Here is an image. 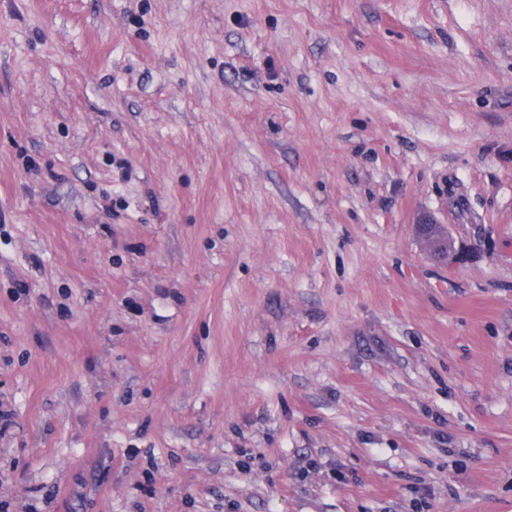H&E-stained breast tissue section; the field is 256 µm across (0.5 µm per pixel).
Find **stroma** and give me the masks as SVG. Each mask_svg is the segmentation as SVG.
<instances>
[{"label":"stroma","mask_w":512,"mask_h":512,"mask_svg":"<svg viewBox=\"0 0 512 512\" xmlns=\"http://www.w3.org/2000/svg\"><path fill=\"white\" fill-rule=\"evenodd\" d=\"M0 512H512V0H0ZM414 226L417 237L425 243L434 257L448 260L456 255L455 241L446 224H442L431 214H422Z\"/></svg>","instance_id":"35a3bbf8"}]
</instances>
